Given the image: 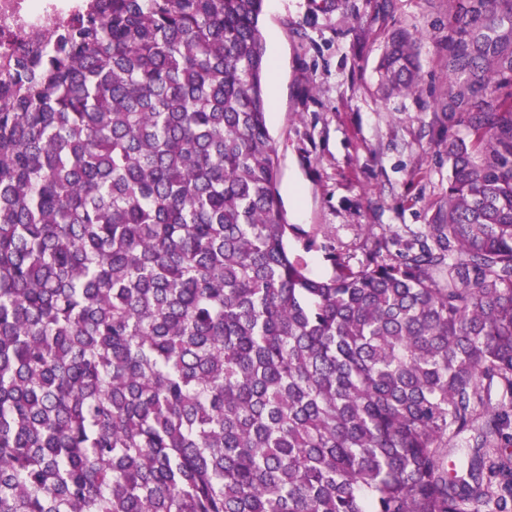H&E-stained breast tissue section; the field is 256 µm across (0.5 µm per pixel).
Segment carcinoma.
<instances>
[{"mask_svg":"<svg viewBox=\"0 0 512 512\" xmlns=\"http://www.w3.org/2000/svg\"><path fill=\"white\" fill-rule=\"evenodd\" d=\"M264 0H96L0 62V512H512V0H448V198L289 247ZM384 89L418 87L392 35Z\"/></svg>","mask_w":512,"mask_h":512,"instance_id":"cac0c4a2","label":"carcinoma"}]
</instances>
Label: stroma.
I'll return each mask as SVG.
<instances>
[{
  "label": "stroma",
  "instance_id": "obj_1",
  "mask_svg": "<svg viewBox=\"0 0 512 512\" xmlns=\"http://www.w3.org/2000/svg\"><path fill=\"white\" fill-rule=\"evenodd\" d=\"M416 38L415 92L384 95L387 37ZM268 126L291 245L310 273H334L320 246L358 261L369 234L408 243L448 195V0H265ZM316 246L305 249L306 240Z\"/></svg>",
  "mask_w": 512,
  "mask_h": 512
}]
</instances>
